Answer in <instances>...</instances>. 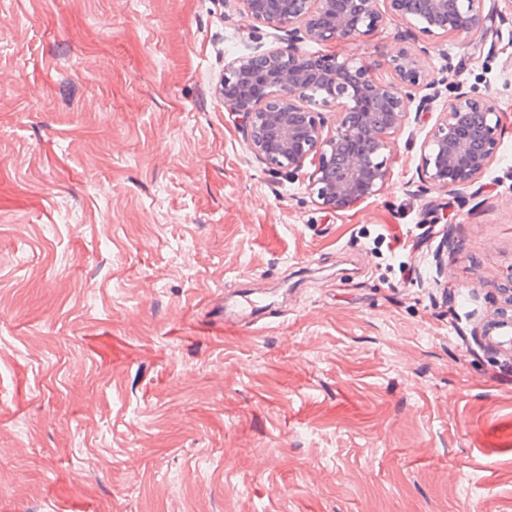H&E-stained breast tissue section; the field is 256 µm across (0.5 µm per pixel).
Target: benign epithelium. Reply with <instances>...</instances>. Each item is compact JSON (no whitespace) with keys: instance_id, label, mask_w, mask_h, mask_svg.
<instances>
[{"instance_id":"obj_1","label":"benign epithelium","mask_w":512,"mask_h":512,"mask_svg":"<svg viewBox=\"0 0 512 512\" xmlns=\"http://www.w3.org/2000/svg\"><path fill=\"white\" fill-rule=\"evenodd\" d=\"M512 11V0H239L253 22L284 34L287 46L254 50L224 64L216 95L239 124L250 151L288 180L309 157L317 159L306 187L325 209L375 195L389 178L392 135L405 123L408 103L429 111L425 48H402L389 60L390 82L355 56H310L299 44H354L382 25L402 22L423 36L503 34L491 26ZM336 110L328 129L325 109ZM502 123L492 93L475 95L458 83L421 144V178L428 189L456 194L474 186L497 160Z\"/></svg>"}]
</instances>
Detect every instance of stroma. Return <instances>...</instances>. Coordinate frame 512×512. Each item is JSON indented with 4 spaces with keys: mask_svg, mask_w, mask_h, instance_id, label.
I'll return each instance as SVG.
<instances>
[{
    "mask_svg": "<svg viewBox=\"0 0 512 512\" xmlns=\"http://www.w3.org/2000/svg\"><path fill=\"white\" fill-rule=\"evenodd\" d=\"M276 44L240 0H0V512H512V46L302 44L384 82L425 46L502 114L478 195L423 187L412 103L332 211L214 93Z\"/></svg>",
    "mask_w": 512,
    "mask_h": 512,
    "instance_id": "stroma-1",
    "label": "stroma"
}]
</instances>
